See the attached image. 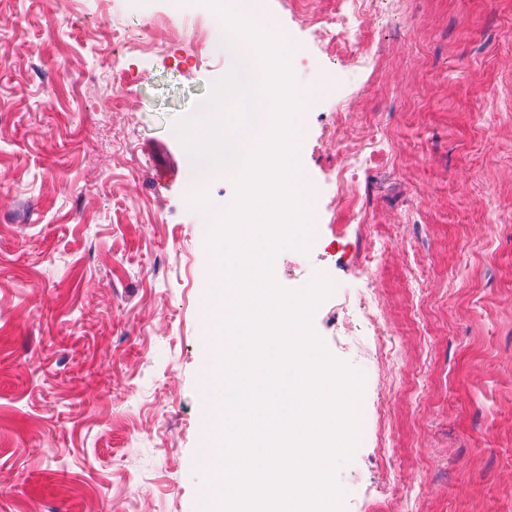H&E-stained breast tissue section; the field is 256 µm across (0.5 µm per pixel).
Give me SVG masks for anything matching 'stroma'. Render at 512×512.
Instances as JSON below:
<instances>
[{
	"instance_id": "1",
	"label": "stroma",
	"mask_w": 512,
	"mask_h": 512,
	"mask_svg": "<svg viewBox=\"0 0 512 512\" xmlns=\"http://www.w3.org/2000/svg\"><path fill=\"white\" fill-rule=\"evenodd\" d=\"M345 4L263 0L311 93L319 227L274 277L331 276L311 325L361 376L336 481L360 512H512V0L345 13L360 66ZM213 23L205 0H0V512H200L199 224L237 188L194 194L175 124L224 75ZM372 138L356 215L338 149Z\"/></svg>"
}]
</instances>
